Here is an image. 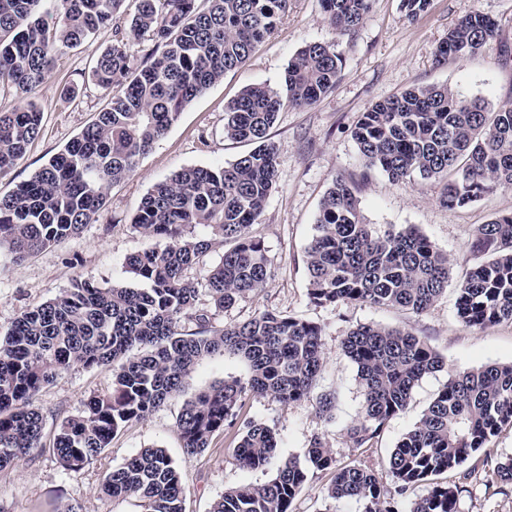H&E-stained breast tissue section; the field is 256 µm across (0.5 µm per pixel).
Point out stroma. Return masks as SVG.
<instances>
[{
  "label": "stroma",
  "instance_id": "1",
  "mask_svg": "<svg viewBox=\"0 0 512 512\" xmlns=\"http://www.w3.org/2000/svg\"><path fill=\"white\" fill-rule=\"evenodd\" d=\"M474 11L498 21L496 36L475 56L436 64L439 42L461 17ZM331 40L343 56L334 89L311 106L283 107L270 130L277 147V182L261 222L251 227L269 259L271 276L266 287L222 310L216 309L208 296H201L198 302L216 328L274 310L321 326L327 362L315 392L316 397L335 393L331 416L319 413L316 397L287 406L248 395L240 415L275 431L278 448L273 463L256 470L240 468L234 458L239 434L233 428L215 433L203 453L186 457L177 428L182 404L214 382L245 376V364L228 355L202 362L186 380L180 397L146 420L127 425L83 469L67 472L50 449L59 422L78 414L92 395L112 385L111 368L77 365L59 374L36 400L43 417L42 446L13 469L0 472V512H59L68 504L80 505L82 512H139L133 502L103 494L101 477L149 447L165 448L182 468L187 486L185 512H209L212 502L228 488L266 483L279 462L303 457L317 435L331 446L337 466L361 461L383 478L391 450L414 426L450 373L512 363V323L464 327L456 317L455 290H447L419 315L369 305L318 307L308 298L305 265L319 202L338 175L355 185L367 223L380 230L414 226L448 254L457 277L470 264L473 225L512 212V189H500L470 206L451 209L441 202L442 182L414 178L396 184L383 172H365L350 134L362 112L417 85L445 84L460 96H480L494 107L512 102V54H503L504 49L512 51V0H432L428 12L414 20L405 17L400 0H374L364 21L344 36L336 35L319 0H293L274 34L256 47L244 65L227 72L182 110L170 130L140 158L134 173L112 187L96 220L80 234L19 264L8 244L0 245V336H5L24 311L54 298L72 280L102 286L134 285L127 258L165 245L164 240L143 237L131 224L143 196L180 169L220 167L249 152L250 144L224 137L226 105L251 86L279 87L298 50L309 43ZM111 43V29L103 28L77 46L62 48L54 69L35 94L43 114L41 135L23 158L0 174V196L28 180L106 106L105 92L90 76ZM362 324L409 330L440 354L444 366L421 379L403 413L389 420L363 447L355 448L345 427L357 418L362 394L357 368L341 343L350 329ZM509 457L512 428L506 427L492 440L489 457L476 461L459 497L460 512H512V485L500 482L494 474L497 463ZM330 479L327 472L309 476L292 504L293 512H362L358 502L326 498L324 490Z\"/></svg>",
  "mask_w": 512,
  "mask_h": 512
}]
</instances>
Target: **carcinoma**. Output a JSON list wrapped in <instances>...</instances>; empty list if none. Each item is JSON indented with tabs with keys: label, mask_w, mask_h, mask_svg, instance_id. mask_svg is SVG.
<instances>
[{
	"label": "carcinoma",
	"mask_w": 512,
	"mask_h": 512,
	"mask_svg": "<svg viewBox=\"0 0 512 512\" xmlns=\"http://www.w3.org/2000/svg\"><path fill=\"white\" fill-rule=\"evenodd\" d=\"M41 0H0V88L17 105L0 113V172L10 169L42 132L32 96L63 47L110 26L113 44L93 70L112 91L108 105L62 150L11 193L0 196V241L15 261L59 245L95 220L108 190L128 178L177 121L183 108L246 63L288 12L290 0H57L53 23L38 16ZM374 0H321L338 35L354 31ZM497 22L471 13L448 30L435 61L463 60L495 37ZM151 48L136 63L131 40ZM342 69L336 42H313L289 62L283 85H256L230 102L224 138L256 147L233 163L190 167L156 183L142 198L132 225L168 241L130 256L139 287L72 280L55 298L25 311L0 338V472L41 447L43 420L34 402L44 387L74 365L110 366L112 388L91 397L82 413L61 421L52 452L78 471L133 421L179 396L204 360L233 355L245 379L216 382L183 403L177 427L185 454L198 455L213 435L240 424L235 459L258 469L274 458L277 439L267 425L238 421L243 396L289 405L310 399L324 363L319 325L265 311L222 329L198 308L200 288L187 276L217 247L231 244L208 272V296L224 309L264 287L269 260L249 228L259 223L277 178V149L269 131L284 105L310 106L335 86ZM351 135L365 167L394 182L418 176L445 180L442 201L462 208L497 189L512 188V103L493 111L480 97L459 98L446 85L414 86L362 113ZM206 229L198 236L190 229ZM305 251L308 297L316 306L367 304L413 314L428 310L448 289L454 263L416 228L380 232L365 222L355 187L332 180ZM471 264L456 283V316L469 328L512 323V213L474 226ZM357 367L361 411L346 426L361 448L402 413L419 381L442 368L422 338L401 329L359 325L342 343ZM512 426V363L458 372L423 411L387 460L397 493L419 484L428 494L409 512H458L462 487L440 482L469 477V459ZM332 473L327 498L363 503L364 512H399L369 467L336 465L317 435L303 459L281 462L275 476L224 491L210 512H292L316 472ZM105 494L132 499L142 512H185L181 468L164 448H144L107 471Z\"/></svg>",
	"instance_id": "cac0c4a2"
}]
</instances>
